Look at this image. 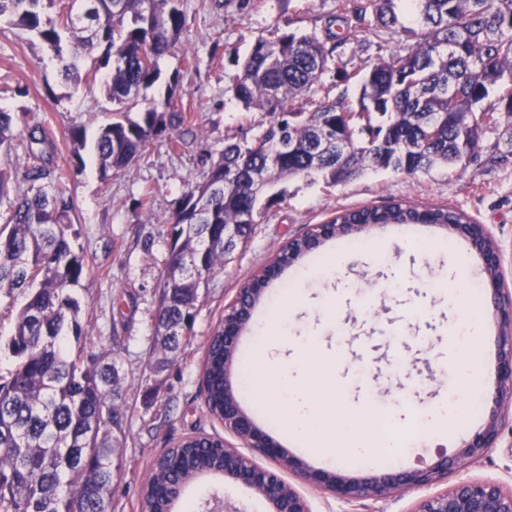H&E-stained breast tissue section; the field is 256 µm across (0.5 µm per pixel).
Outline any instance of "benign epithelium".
<instances>
[{
  "instance_id": "1",
  "label": "benign epithelium",
  "mask_w": 512,
  "mask_h": 512,
  "mask_svg": "<svg viewBox=\"0 0 512 512\" xmlns=\"http://www.w3.org/2000/svg\"><path fill=\"white\" fill-rule=\"evenodd\" d=\"M449 229L466 238L483 262L488 294L495 317L503 328V345L498 358L499 407L463 443L456 457L442 458L432 465L382 473L361 481L338 471L314 469L264 433L238 404L230 369L240 332L224 331V427L259 456L276 463L264 467L254 463L236 448L224 446V477L262 496L269 512H311L303 495L282 476L295 473L304 483L330 492L341 500L385 499L402 489L425 488L437 483L452 467L476 462L496 447L505 421L512 420V289L504 287L501 250L482 224H451ZM412 512H512V487L496 480L462 478L445 490L416 503Z\"/></svg>"
}]
</instances>
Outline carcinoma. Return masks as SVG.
<instances>
[{
	"label": "carcinoma",
	"mask_w": 512,
	"mask_h": 512,
	"mask_svg": "<svg viewBox=\"0 0 512 512\" xmlns=\"http://www.w3.org/2000/svg\"><path fill=\"white\" fill-rule=\"evenodd\" d=\"M182 0H0V20L35 36L73 90L87 82L83 53L99 52L112 119L99 130L95 154L108 179L146 157L165 130L151 103L139 120L125 108L161 76L159 61L183 45ZM341 0L325 39L275 26L245 57L231 89L247 109L270 117L250 142L230 143L211 161L203 182L178 201L157 302L154 368L169 366L190 344L201 298L224 269V226L245 243L257 218L278 205L274 186L286 177L317 176L338 185L369 172L406 176L436 167H466L485 127L512 118V0ZM336 25L339 31L331 29ZM411 39L363 71L352 102L321 77L339 48L361 47L387 32ZM40 124L16 140L13 116L0 110V148L34 159L26 189L9 204L0 227V289L29 290L7 348L11 379L0 384V512H112V440L125 432L120 338L103 355L85 354L87 337L75 288L87 259L70 241L72 201ZM17 176L0 161V199ZM251 220L242 221L244 214ZM333 224H469L460 210L394 202L345 210ZM311 251L297 240L249 283L253 309L282 272ZM180 271L170 277V269ZM207 412L224 419V324L208 336L203 364ZM190 436L153 464L141 512H171L177 484L224 473V449Z\"/></svg>",
	"instance_id": "cac0c4a2"
}]
</instances>
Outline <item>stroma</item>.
Returning a JSON list of instances; mask_svg holds the SVG:
<instances>
[{
	"instance_id": "stroma-1",
	"label": "stroma",
	"mask_w": 512,
	"mask_h": 512,
	"mask_svg": "<svg viewBox=\"0 0 512 512\" xmlns=\"http://www.w3.org/2000/svg\"><path fill=\"white\" fill-rule=\"evenodd\" d=\"M337 6L338 0H183L189 19L186 47L159 62L164 79L175 76L176 91L168 93L163 80L148 89L146 97L170 99V112L184 118L177 129L184 144L171 151L167 135H160L149 145L146 160L107 180L99 174L91 147L99 127L112 117L100 82L70 92L56 62L31 34L0 23V108L12 114L18 135H26L32 124L42 125L56 146L54 162L72 198L78 233L74 244L83 248L88 263L77 290L88 350H111L113 326L124 329L120 361L127 422L118 452L121 471L112 485L116 512H140L142 486L155 458L185 437H218L240 447L223 422L205 411L204 343L239 289L273 253L311 225L331 220L337 210L398 200L460 209L486 225L501 247L505 283L512 289V147L501 129L490 128L463 169L437 168L413 178L390 171L370 173L336 187L303 177L281 180L280 205L258 217L247 243L238 246L223 272L212 278L195 318L191 345L169 369L154 370L150 346L168 249L164 233L176 202L189 186L203 180L211 157L219 156L227 143L252 141L270 123L267 113L246 110L230 92L240 62L273 25L322 33ZM404 42L403 35L389 33L371 39L361 51H336L322 81L337 84L349 99H357V84L338 82L339 71L389 58ZM75 128L83 130L88 142L78 167L72 162ZM452 253L458 255L459 266L449 264ZM341 256L346 263L336 278L322 276V269ZM304 262L308 270L301 281L285 271L267 294L280 297L278 313L291 321L280 339L284 352L298 346L301 336H319V349L307 358L305 379L318 396L322 417L339 429L343 413L360 406V426L371 435L394 434L406 467L455 456L495 406L502 344L501 327L486 299L481 302L486 329L479 341L469 345L454 337L457 320L448 311V297L452 289L472 287L474 277L483 273L468 240L432 224L378 226L358 238L329 240ZM382 283L388 290L379 303H372ZM26 300V293L0 291V382L8 380L13 366L6 341ZM398 340L403 343L404 366L397 371L387 367L385 359ZM466 353L475 362L474 408L445 430L426 434L405 414L433 402L443 387L430 382V373L449 357ZM340 356L357 366L373 361L369 377L376 403L362 405L354 373L346 370L334 378ZM462 476L512 485V426L504 427L497 448L487 457L449 473L441 484L449 486ZM284 478L309 501L312 512H411L428 494L421 488L381 501L348 503L302 483L294 473ZM229 505L240 512H268L267 502L247 487L208 475L185 486L175 512H225Z\"/></svg>"
}]
</instances>
